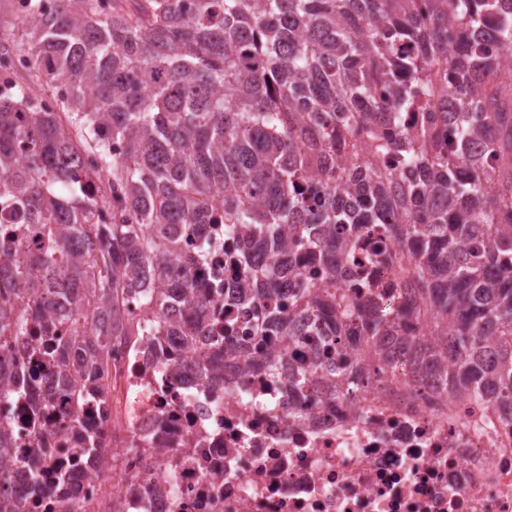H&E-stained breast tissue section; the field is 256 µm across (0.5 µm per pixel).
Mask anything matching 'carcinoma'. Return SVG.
Instances as JSON below:
<instances>
[{"instance_id": "cac0c4a2", "label": "carcinoma", "mask_w": 512, "mask_h": 512, "mask_svg": "<svg viewBox=\"0 0 512 512\" xmlns=\"http://www.w3.org/2000/svg\"><path fill=\"white\" fill-rule=\"evenodd\" d=\"M25 2L18 52L83 137L0 78V211L48 241L1 258L0 288L42 320L73 425L110 401L115 346L181 336L205 357L234 335L204 317L183 239L199 224L336 259L322 288L250 266L234 305L329 312L338 349L512 403V0H56L44 17ZM25 333L1 305L0 339ZM9 448L0 425V485Z\"/></svg>"}]
</instances>
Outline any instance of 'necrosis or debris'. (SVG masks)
Returning <instances> with one entry per match:
<instances>
[{
  "label": "necrosis or debris",
  "instance_id": "obj_1",
  "mask_svg": "<svg viewBox=\"0 0 512 512\" xmlns=\"http://www.w3.org/2000/svg\"><path fill=\"white\" fill-rule=\"evenodd\" d=\"M34 225L0 212V255L36 254ZM236 233L199 225L193 237L197 284L220 320L240 278L225 256L241 254ZM318 332L288 343L235 337L230 351L201 360L180 337L162 354L122 350L112 376L129 415L84 407L72 428L65 397H33L13 375L0 423L17 460L4 496L24 512H58L65 497L97 498L100 474L116 468L118 512H512V417L491 403L415 382L409 366L381 375L357 371L354 350L326 354ZM313 374L303 390L299 369ZM103 454L68 465L81 433Z\"/></svg>",
  "mask_w": 512,
  "mask_h": 512
}]
</instances>
